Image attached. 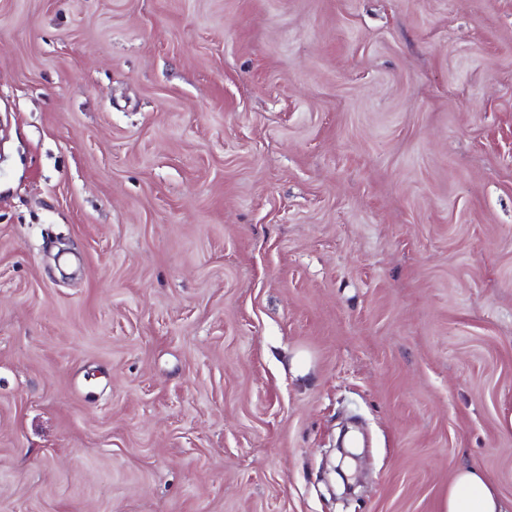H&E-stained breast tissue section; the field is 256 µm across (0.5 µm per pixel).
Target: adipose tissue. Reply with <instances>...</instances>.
<instances>
[{"mask_svg":"<svg viewBox=\"0 0 512 512\" xmlns=\"http://www.w3.org/2000/svg\"><path fill=\"white\" fill-rule=\"evenodd\" d=\"M442 512H503L493 482L474 467L457 470L448 486Z\"/></svg>","mask_w":512,"mask_h":512,"instance_id":"1","label":"adipose tissue"}]
</instances>
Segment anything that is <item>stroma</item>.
Here are the masks:
<instances>
[{
  "label": "stroma",
  "mask_w": 512,
  "mask_h": 512,
  "mask_svg": "<svg viewBox=\"0 0 512 512\" xmlns=\"http://www.w3.org/2000/svg\"><path fill=\"white\" fill-rule=\"evenodd\" d=\"M512 512V0H0V512ZM441 512H507L502 510L493 482L474 467L457 470L448 485Z\"/></svg>",
  "instance_id": "35a3bbf8"
}]
</instances>
